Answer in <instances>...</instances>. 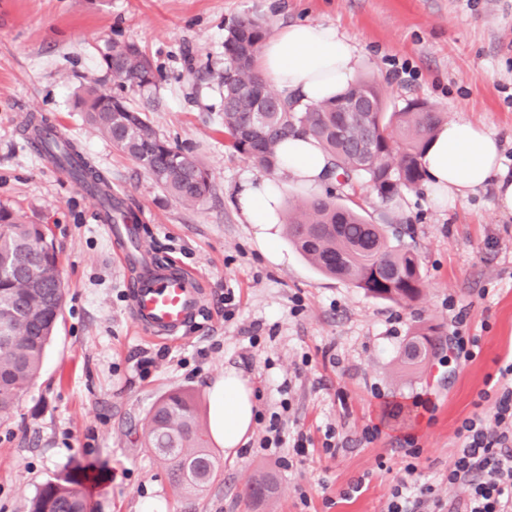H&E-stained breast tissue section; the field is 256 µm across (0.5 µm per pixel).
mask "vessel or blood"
Segmentation results:
<instances>
[{"instance_id":"obj_1","label":"vessel or blood","mask_w":512,"mask_h":512,"mask_svg":"<svg viewBox=\"0 0 512 512\" xmlns=\"http://www.w3.org/2000/svg\"><path fill=\"white\" fill-rule=\"evenodd\" d=\"M107 230L121 246L133 322L153 339L178 340L202 313V280L176 263L147 260L136 225L111 224Z\"/></svg>"}]
</instances>
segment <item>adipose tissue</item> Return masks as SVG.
Returning a JSON list of instances; mask_svg holds the SVG:
<instances>
[{
    "mask_svg": "<svg viewBox=\"0 0 512 512\" xmlns=\"http://www.w3.org/2000/svg\"><path fill=\"white\" fill-rule=\"evenodd\" d=\"M260 74L283 94L304 104L324 101L353 83L358 70L356 48L332 25L304 22L269 35L257 59ZM282 171L310 191L328 180L330 158L316 140L296 136L279 146ZM427 187L435 203L451 207L494 183L502 211L512 213V172L501 162L500 142L483 126L459 118L440 127L422 157ZM283 188L268 177L245 179L235 202L248 223L272 240L279 222ZM256 410L254 390L236 368L228 367L211 389L210 431L225 452L243 447Z\"/></svg>",
    "mask_w": 512,
    "mask_h": 512,
    "instance_id": "obj_1",
    "label": "adipose tissue"
}]
</instances>
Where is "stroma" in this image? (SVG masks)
Returning a JSON list of instances; mask_svg holds the SVG:
<instances>
[{
	"label": "stroma",
	"instance_id": "obj_1",
	"mask_svg": "<svg viewBox=\"0 0 512 512\" xmlns=\"http://www.w3.org/2000/svg\"><path fill=\"white\" fill-rule=\"evenodd\" d=\"M245 14L273 29L336 26L357 48L358 77L378 81L389 110L423 100L483 125L512 169V0H0V205L47 225L66 284L37 378L0 415V512H30L44 485L81 466L102 472L88 484L90 512H138L151 499L167 512H386L411 462L410 437L421 450L417 473L437 487L444 512L465 495L446 479L461 446L456 430L498 360L512 355V215L492 184L442 208L424 185L385 203L362 179L329 181L326 192L372 223H392L418 255L424 286L410 303L319 274L285 233L266 249L235 205L255 169L228 147L210 79L224 66L228 27ZM115 42L136 43L157 67L156 87L129 92L127 102L208 170L213 194L204 202L186 205L157 188L77 108L81 85L111 93L104 56ZM32 114L62 126L136 204L155 258L203 277L202 315L181 340L154 341L133 324L116 246L81 189L30 152ZM458 311L464 335L479 340L470 361L449 347ZM420 332L436 349L412 370L402 358ZM228 366L252 384L262 419L237 457L211 445L217 467L204 490L175 493L167 462L146 446L148 412L183 389L208 427L211 387ZM280 410L315 442L287 469L278 458L291 448L259 446ZM373 425L379 435L364 440ZM329 427L332 454L321 446ZM358 480L362 493L343 497ZM260 481L269 491L251 495Z\"/></svg>",
	"mask_w": 512,
	"mask_h": 512
}]
</instances>
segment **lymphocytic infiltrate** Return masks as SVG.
I'll use <instances>...</instances> for the list:
<instances>
[{"mask_svg":"<svg viewBox=\"0 0 512 512\" xmlns=\"http://www.w3.org/2000/svg\"><path fill=\"white\" fill-rule=\"evenodd\" d=\"M495 384L492 418L474 413L456 431L461 446L448 469V484L466 489L463 512H512V358L499 367ZM407 454L411 462L393 489L387 512L440 506L433 485L416 477L418 449L409 448Z\"/></svg>","mask_w":512,"mask_h":512,"instance_id":"obj_1","label":"lymphocytic infiltrate"}]
</instances>
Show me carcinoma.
Listing matches in <instances>:
<instances>
[{
  "mask_svg": "<svg viewBox=\"0 0 512 512\" xmlns=\"http://www.w3.org/2000/svg\"><path fill=\"white\" fill-rule=\"evenodd\" d=\"M268 34L265 20L244 16L228 28L224 39V69L216 79L223 89L224 134L231 147L271 175L278 169L280 143L294 134H307L333 158V177H359L384 200L416 188L423 179L422 154L447 119L446 113L422 100L389 112L373 79L357 80L332 99L300 106L270 91L255 71V59ZM104 62L115 92L105 95L90 87L78 97L89 123L169 196L186 204L206 199L213 190L209 172L191 152L161 137L124 100L123 93L156 84L151 62L133 43L112 44ZM354 99L369 104V110L350 126L355 138L371 145L366 154L349 148L340 134L342 110ZM45 150L78 186L97 195L101 207L112 214V223L127 218L126 198L112 193L108 178L75 142L55 130ZM283 221L290 242L321 274L348 280L384 300L414 301L420 295L423 276L418 256L393 243L385 225L369 222L333 195L286 210ZM64 292L45 225L21 221L0 205L1 414L12 410L38 373L56 330ZM430 347L425 334L409 342L405 364L421 365ZM146 443L169 461L178 492L201 490L213 478L216 463L189 392L171 391L153 405ZM31 512H88L82 481L64 477L46 484L33 499Z\"/></svg>",
  "mask_w": 512,
  "mask_h": 512,
  "instance_id": "cac0c4a2",
  "label": "carcinoma"
}]
</instances>
